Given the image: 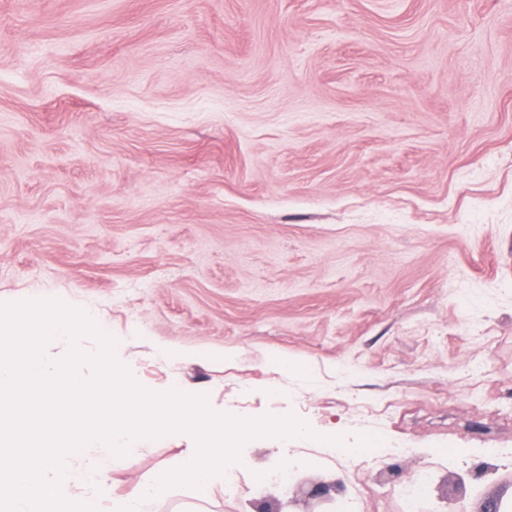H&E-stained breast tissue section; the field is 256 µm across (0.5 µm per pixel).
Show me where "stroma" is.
Returning <instances> with one entry per match:
<instances>
[{
	"instance_id": "obj_1",
	"label": "stroma",
	"mask_w": 512,
	"mask_h": 512,
	"mask_svg": "<svg viewBox=\"0 0 512 512\" xmlns=\"http://www.w3.org/2000/svg\"><path fill=\"white\" fill-rule=\"evenodd\" d=\"M42 293L125 338L139 384L312 430L248 441L238 492L175 486L155 512L320 480L342 481L338 512H398L420 468L421 512L512 497V0H0V301ZM331 432L411 451L379 450L366 498ZM187 446L119 458L107 496Z\"/></svg>"
}]
</instances>
